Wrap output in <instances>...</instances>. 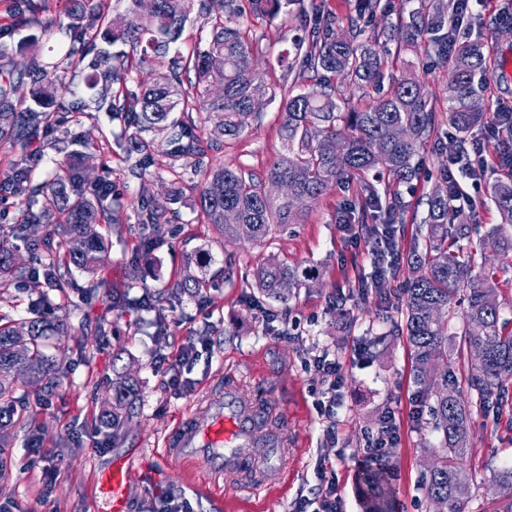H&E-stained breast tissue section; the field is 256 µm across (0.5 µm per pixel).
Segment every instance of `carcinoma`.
Returning a JSON list of instances; mask_svg holds the SVG:
<instances>
[{
    "label": "carcinoma",
    "instance_id": "cac0c4a2",
    "mask_svg": "<svg viewBox=\"0 0 512 512\" xmlns=\"http://www.w3.org/2000/svg\"><path fill=\"white\" fill-rule=\"evenodd\" d=\"M126 2V15L112 19L101 3L69 0L70 24L64 27L50 22L43 26V34L50 37L57 31H68L65 57L72 61L94 54L91 72L85 77L87 89H100L103 98L112 84L122 85L108 110L121 118L128 132L126 151L127 156H136L134 173L141 177L154 163L153 145L143 134L170 131L165 154L174 161L191 158L201 168L224 138L236 137L251 127L259 115L254 110L255 101L278 96L282 153L263 176L228 166L207 170L205 181L197 186L195 201L205 222L225 237L258 244L275 227L306 223L318 199L332 187L345 184L353 193L346 211L361 214L359 232L370 236L378 232V225L369 222L371 209L383 213L382 224L403 223L405 206L396 186L416 178V158L430 142L438 140L440 123L436 107L413 76L414 61L403 56L385 60L374 49L379 36L366 33L364 18L379 9L380 0H359L356 14L348 20L345 38L314 29L293 39L282 52L281 61L295 78L290 84H280L277 91L254 76V44L234 18L245 13L274 18L291 0H227L228 16L212 25L204 49L169 60L167 70L157 71L152 84L139 85L135 90L127 88L133 69L165 58L190 16L208 11V0H154L149 11L140 9L139 0ZM409 17L406 42L412 45L416 36L427 35L438 58L448 60V0H419ZM117 42L138 49L137 61L112 54L109 47ZM490 67L479 45H466L454 57L444 116L455 135L446 149L466 155L470 133L485 124L493 130L488 152L504 162L501 170L512 172V126L505 125L508 118L486 111L484 104ZM387 69L401 75L388 76ZM184 71L194 72V82L188 88L181 82ZM29 74L38 84L39 104L54 106L65 89L58 74L44 69L35 58ZM215 83L224 86L220 100L209 97ZM348 91L358 92L357 101L346 96ZM175 112L180 116L173 117ZM56 122L50 111H16L9 92L0 86L1 145L23 144ZM0 193L6 197L42 193L50 198L51 209L45 216L53 228L46 247L57 250L72 240L80 241L83 249L68 251L69 263L83 273H95L105 252L101 225L114 221V214L104 205L112 195V184L102 181L87 185L79 154L57 163L52 177L41 185L32 184L27 170L18 167L0 184ZM183 199V188L175 182L161 199L139 196L144 251L156 246V227L172 222L174 205ZM489 199L501 223L475 240L473 225L449 204L445 190L428 196L427 214L421 220L426 229L424 253L411 256L402 298L404 323L393 327L395 332L406 333L415 360L414 380L425 384L430 370L448 357V309L458 290H464V345L459 355L463 356L467 386L483 404L500 399L505 384L512 379V327L501 319L499 304L489 305L490 300L497 299L494 274L475 271L472 256L464 253L462 243L476 241V250L482 255L512 252V177L495 179ZM13 256L14 248L0 242V283L29 275L15 264ZM253 276L256 288L286 302L293 290L316 277V271L270 258ZM286 283L288 290L283 289ZM207 286L205 277L190 274L171 286L168 295L199 293ZM64 327L61 320L48 326L36 319L19 329L0 325V371L25 369L40 381L50 378L55 365L44 352L42 339ZM133 394L131 379L125 377L115 383L112 410L101 416L102 426L115 428L120 424ZM20 412L13 387L1 378L0 447L7 441L6 429ZM429 415L433 430L440 434V446L429 470L427 497L442 503L446 512H467L472 499L465 467L470 403L457 384H448L446 373L434 390ZM357 483L366 512H394L390 468L367 465L358 472ZM493 488L492 512H512L511 465L494 472Z\"/></svg>",
    "mask_w": 512,
    "mask_h": 512
}]
</instances>
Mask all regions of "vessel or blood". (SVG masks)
<instances>
[{"label":"vessel or blood","mask_w":512,"mask_h":512,"mask_svg":"<svg viewBox=\"0 0 512 512\" xmlns=\"http://www.w3.org/2000/svg\"><path fill=\"white\" fill-rule=\"evenodd\" d=\"M245 444L255 448L264 465L255 472L252 487L264 489L277 476L276 465L285 450L277 428L265 423L261 410L233 384L226 385L202 411L184 417L167 442L170 451L184 458H206L209 475L216 481L242 478L248 463L239 449ZM99 479L106 498L98 512H126L129 481L125 462L113 460Z\"/></svg>","instance_id":"b4317fda"}]
</instances>
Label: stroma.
Returning <instances> with one entry per match:
<instances>
[{
  "label": "stroma",
  "mask_w": 512,
  "mask_h": 512,
  "mask_svg": "<svg viewBox=\"0 0 512 512\" xmlns=\"http://www.w3.org/2000/svg\"><path fill=\"white\" fill-rule=\"evenodd\" d=\"M511 2L498 0V9L476 11L471 19L472 42L485 45L495 66L512 53V22L498 13ZM16 4L0 0V69L17 73L39 60L68 86L65 105L88 99L84 77L91 57L70 61L61 40L41 38L45 22L68 23L66 0H45L44 10L24 24L18 21ZM356 8V0H292L287 13L272 19L240 17L255 44L254 68L260 79L281 84L287 73L277 62L279 51L319 19L330 22L334 34L344 35ZM407 18L403 0H380L377 12L366 16L367 29L379 33L385 56L408 51L397 28ZM411 54L416 78L437 110H444L451 63L423 49ZM279 106L276 99L266 102L248 130L225 139L210 154L209 165L265 174L282 150ZM122 128L102 111L91 118L74 116L65 129L40 133L28 144L0 147V181L11 176L15 165L27 163L32 147H40L42 161L30 175L37 184L51 176L74 142L97 139L99 149L90 154L86 174L92 182L111 181L108 203L118 216L117 224L103 230L108 248L93 277L99 286L89 292L85 285L91 277L71 266L51 265L47 254H31L16 236L20 220L30 214L39 221L27 225L29 237H46L51 226L40 219L49 206L45 198L20 195L0 204V240L16 246L21 266L54 270L50 280L29 278L0 286V319L19 325L41 311L68 327L66 334L46 342L57 365L51 383L13 375L15 394L28 412L11 428L8 447L0 450L6 466L0 476V506L7 512H92L101 497L98 473L122 458L130 463L128 512H152L156 498L168 493L185 494L190 512H292L295 502L318 503L324 473L337 477L339 512H364L355 475L365 463L368 436L391 411L401 426L398 445L384 456L395 472V512H433L425 491L433 462L430 448L438 443L425 405L432 389L415 383L406 337L389 333L392 324L403 320L397 296L407 278V262L422 248L417 225L408 221L399 227L402 262L395 279L385 292L372 290L364 298L357 285L373 272L371 243L358 235L356 224L339 222L347 197L339 186L320 197L307 223L274 230L257 245L220 237L198 211L181 207L180 224L163 232L157 249L144 253L136 233V197L163 198L176 179L192 190L204 172L185 161H171L165 134L156 132L151 136L157 150L154 165L144 176H133L119 139ZM422 161L420 180L398 188L407 208L420 217L446 156L430 148ZM199 251L212 257L204 295L183 293L163 300L160 310L147 308L152 296L183 277L186 257ZM272 255L291 265L313 264L318 275L287 302L266 299L254 286L253 271ZM190 336L198 356L181 372L195 383L185 395L173 384L167 365ZM318 355L342 367L336 393H329L328 378L313 365ZM160 356L167 360L162 368L155 364ZM123 375L137 385L131 411L117 433H98L95 423L110 408L112 384ZM231 381L288 430L282 477L272 489L257 492L244 483L229 491L212 487L204 482L205 458L187 464L165 451V439L181 418ZM503 402L501 411L471 406L466 465L473 499L468 512H490V475L496 467L512 465V381ZM329 404L334 407L330 418L325 415ZM31 436L42 443V456L26 453ZM48 457L57 471L46 479L42 468Z\"/></svg>",
  "instance_id": "35a3bbf8"
}]
</instances>
